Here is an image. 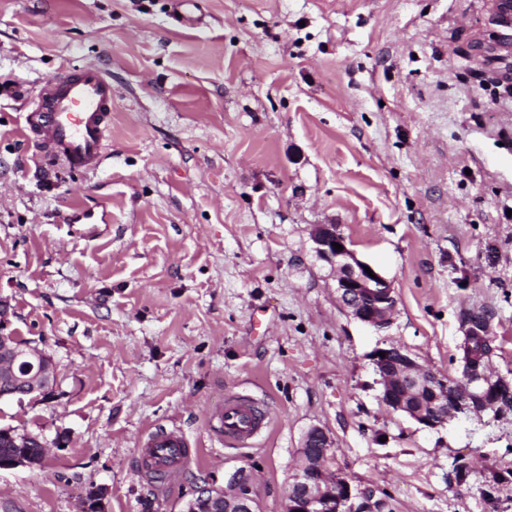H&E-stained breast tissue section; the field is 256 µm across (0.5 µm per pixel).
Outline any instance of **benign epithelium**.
I'll use <instances>...</instances> for the list:
<instances>
[{
    "label": "benign epithelium",
    "mask_w": 512,
    "mask_h": 512,
    "mask_svg": "<svg viewBox=\"0 0 512 512\" xmlns=\"http://www.w3.org/2000/svg\"><path fill=\"white\" fill-rule=\"evenodd\" d=\"M488 21L496 27L493 39H477L479 53L505 64L506 89L512 91V0H488ZM312 239L320 258L336 268V292L344 308L363 323L381 327L395 311L394 288L377 270L367 273L368 263L356 258L338 224H317ZM342 245L337 250L333 244ZM7 301H0V400L23 401L29 395L53 394L55 364L35 346L20 345L14 336ZM465 335L490 336L487 316L469 312L465 316ZM385 352L380 356L379 352ZM493 351L487 348L480 356L462 358L466 387L448 382L417 363L400 347L376 349L371 360L382 384L381 401L391 410L403 413L425 428L437 429L448 423L454 413L465 409L483 411L494 408L504 399H512V385L502 379L483 384L482 365ZM15 452L0 455V469L30 467L44 461L27 452L31 442L47 447L45 440L32 434H20L12 428H0ZM333 441L317 426L302 439L297 465L291 477L290 491L283 512H384L386 501L375 498L373 491L363 493L362 501L350 503L348 483L329 469ZM183 512H260L253 481L238 468L227 476L225 487L204 484L195 490Z\"/></svg>",
    "instance_id": "1"
}]
</instances>
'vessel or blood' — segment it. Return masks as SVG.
I'll use <instances>...</instances> for the list:
<instances>
[{
	"label": "vessel or blood",
	"instance_id": "b4317fda",
	"mask_svg": "<svg viewBox=\"0 0 512 512\" xmlns=\"http://www.w3.org/2000/svg\"><path fill=\"white\" fill-rule=\"evenodd\" d=\"M44 110L29 130L49 155L72 170H93L106 157L112 124V82L98 68L64 72L44 84ZM212 434L221 442L247 447L265 422L254 400L226 396L207 414ZM188 441L177 429L148 433L140 455L147 468L162 478L175 476L187 462Z\"/></svg>",
	"mask_w": 512,
	"mask_h": 512
}]
</instances>
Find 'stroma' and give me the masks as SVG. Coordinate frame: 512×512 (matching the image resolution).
Returning <instances> with one entry per match:
<instances>
[{"label":"stroma","instance_id":"stroma-1","mask_svg":"<svg viewBox=\"0 0 512 512\" xmlns=\"http://www.w3.org/2000/svg\"><path fill=\"white\" fill-rule=\"evenodd\" d=\"M0 0V299L57 367L52 397L0 401V427L48 444L0 470V512H183L198 485L252 474L282 512L305 432L332 471L394 512H512V407L429 430L388 409L370 356L394 345L462 380L464 317L490 320L512 382V96L472 49L485 0ZM112 80L107 157L73 171L34 142L43 82ZM106 207L99 234L71 223ZM340 225L391 281L377 329L336 298L315 225ZM264 401L252 446L206 413ZM191 459L147 476L146 433ZM471 466L464 481L456 458Z\"/></svg>","mask_w":512,"mask_h":512}]
</instances>
